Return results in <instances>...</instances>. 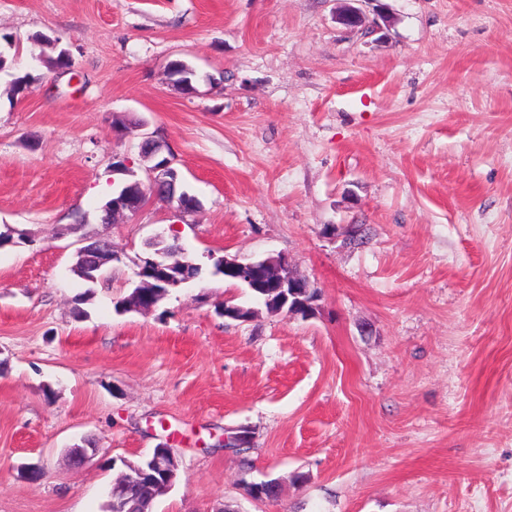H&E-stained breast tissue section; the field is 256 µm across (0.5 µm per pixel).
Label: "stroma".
<instances>
[{
	"mask_svg": "<svg viewBox=\"0 0 512 512\" xmlns=\"http://www.w3.org/2000/svg\"><path fill=\"white\" fill-rule=\"evenodd\" d=\"M384 2L381 39L336 0H0V512H106L111 460L163 444L181 479L155 512H512V0ZM43 35L72 71L42 67ZM129 118L195 213L102 224L105 187L146 178ZM159 233L198 276L116 313ZM102 237L118 259L90 285L72 266ZM227 254L285 255L315 314L256 304ZM340 5L336 8V22L339 23L346 32L350 33H383L391 27L392 18L389 13L382 10L383 0H336ZM377 2L374 11L377 16L371 22L367 20L366 15L358 7L352 5V2ZM382 21V24L379 22ZM368 24V25H367Z\"/></svg>",
	"mask_w": 512,
	"mask_h": 512,
	"instance_id": "obj_1",
	"label": "stroma"
}]
</instances>
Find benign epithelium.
Segmentation results:
<instances>
[{
	"label": "benign epithelium",
	"instance_id": "7a95c632",
	"mask_svg": "<svg viewBox=\"0 0 512 512\" xmlns=\"http://www.w3.org/2000/svg\"><path fill=\"white\" fill-rule=\"evenodd\" d=\"M340 5L336 8V20L343 29L350 33H381L391 27L392 18L389 13L382 10L381 0H375L374 8L376 19L369 21L358 7L352 5L354 0H338ZM143 125L135 120L124 123V133L129 136L140 137V157L145 163L147 182L134 180L112 190V195L120 197L115 204L109 203L104 207L102 223L110 224L115 217L126 212L135 213L142 209L150 198L162 197L163 188L174 182L178 171L173 167V158L163 155L164 145L154 135L142 132ZM111 246L102 242L101 251L106 257L97 258L91 255L92 248L81 247L78 253L82 259L97 262V267L111 262L114 256L109 254ZM193 262L186 260V256L174 258L170 251H157L155 257L145 259L139 267L137 276L141 284L125 298L124 311L138 312L152 309L157 302L168 293V287L181 284L182 277L186 276L187 268ZM216 267L229 273L238 285L253 289H261L270 293H283V297L290 298L301 295L300 289L310 288L308 280L297 277L289 271L288 259L282 255L268 256L262 260L243 262L237 257L224 256L217 261ZM99 452L92 446H73L66 450L68 461L73 466H81L91 461ZM177 457L172 448L161 445L154 449L151 459V468L156 474L164 476V480H155L145 485L144 490L153 495L168 493L176 478L174 466ZM130 481L112 484L108 489L109 504L112 512H126L125 504L129 492Z\"/></svg>",
	"mask_w": 512,
	"mask_h": 512
}]
</instances>
